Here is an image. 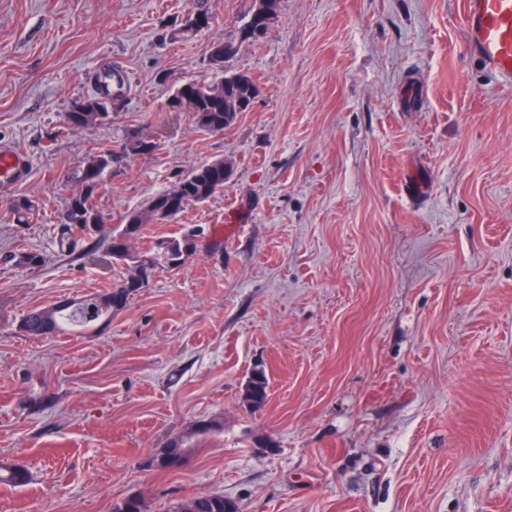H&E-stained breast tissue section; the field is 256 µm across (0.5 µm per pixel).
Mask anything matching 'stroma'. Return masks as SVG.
I'll list each match as a JSON object with an SVG mask.
<instances>
[{"label": "stroma", "mask_w": 512, "mask_h": 512, "mask_svg": "<svg viewBox=\"0 0 512 512\" xmlns=\"http://www.w3.org/2000/svg\"><path fill=\"white\" fill-rule=\"evenodd\" d=\"M207 7L209 28L173 42L192 0H0V148L30 162L0 185V465L30 474L0 485V512H110L131 494L167 512L207 493L240 512H512V87L467 55L461 0H280L257 40L240 37L253 0ZM218 39L259 96L206 133L167 101L213 79ZM107 67L122 109L62 132ZM135 130L152 154L123 153ZM103 149L120 155L103 223L61 254L74 173ZM217 159L223 193L137 241L200 229L179 270L92 334L20 331L121 281L88 250ZM19 198L32 223H14ZM30 251L41 267L13 262ZM258 366L270 396L253 413ZM202 419L222 428L180 468L145 467ZM270 383L264 369L253 370L245 383L242 401L251 411L261 410L269 397Z\"/></svg>", "instance_id": "35a3bbf8"}]
</instances>
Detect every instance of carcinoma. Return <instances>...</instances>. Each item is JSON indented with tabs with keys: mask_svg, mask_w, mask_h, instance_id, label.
Returning a JSON list of instances; mask_svg holds the SVG:
<instances>
[{
	"mask_svg": "<svg viewBox=\"0 0 512 512\" xmlns=\"http://www.w3.org/2000/svg\"><path fill=\"white\" fill-rule=\"evenodd\" d=\"M210 24L209 12L197 8L190 12L184 23L173 29L169 36L174 40L187 41ZM238 51L235 42L217 40L209 48L208 65L214 72L210 81H189L177 89L168 101L169 110L190 112L197 127L207 132H216L233 125L237 120V103H250L258 93L257 83L242 73H227L224 63ZM98 95L76 100L64 113L65 127L72 131L87 130L100 126L110 112L122 107L125 92L124 80L118 74L105 73L100 79ZM156 148V142L138 131L130 135L124 150L149 154ZM114 155L110 150H101L89 156L79 169L77 182L81 190L72 195L63 214L64 222L58 246L63 251L74 249V232L88 236L98 231L101 220L93 203V195L102 184L104 175L112 169ZM224 191V160L199 165L179 177L173 188L150 196L139 207L127 212L119 229L112 231L104 248L108 263L123 264L132 274L102 293H92L72 301L69 307L53 305L31 310L21 321L20 330L29 336H56L72 332L82 334L111 320L112 314L123 309L130 298L142 285L141 271L145 277L159 270L168 272L179 269L186 259L197 250V241L190 232L177 238L160 240L153 249L134 252L129 241L137 238L147 224L168 223L175 219L191 203H203L213 195ZM11 212L18 224H27L35 212V205L27 198L13 202ZM269 379L263 369L252 371L245 383L242 401L251 411L261 410L269 397ZM219 429L213 420L198 421L184 435L170 440L163 448L157 449L148 460L151 468L163 469L165 460L175 448L184 454L191 449L190 440ZM28 481V472L14 466L0 468V483L22 486ZM111 512H145L141 497L126 496L115 501ZM170 512H238L236 502L221 494L186 497L176 501Z\"/></svg>",
	"mask_w": 512,
	"mask_h": 512,
	"instance_id": "cac0c4a2",
	"label": "carcinoma"
}]
</instances>
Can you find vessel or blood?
<instances>
[{"mask_svg":"<svg viewBox=\"0 0 512 512\" xmlns=\"http://www.w3.org/2000/svg\"><path fill=\"white\" fill-rule=\"evenodd\" d=\"M462 24L468 54L512 85V0H463ZM26 172L24 154L0 151V183L20 181Z\"/></svg>","mask_w":512,"mask_h":512,"instance_id":"obj_1","label":"vessel or blood"}]
</instances>
